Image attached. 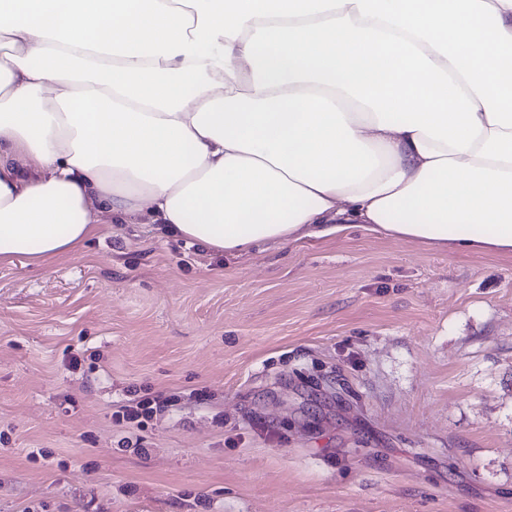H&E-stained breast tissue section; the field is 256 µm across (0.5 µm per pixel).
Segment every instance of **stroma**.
<instances>
[{
	"mask_svg": "<svg viewBox=\"0 0 512 512\" xmlns=\"http://www.w3.org/2000/svg\"><path fill=\"white\" fill-rule=\"evenodd\" d=\"M0 512H512V259L140 223L0 263ZM168 400L160 397L148 400H130L129 404L120 407L116 415L130 422L137 421L140 417L151 418L157 413H162L168 406Z\"/></svg>",
	"mask_w": 512,
	"mask_h": 512,
	"instance_id": "35a3bbf8",
	"label": "stroma"
}]
</instances>
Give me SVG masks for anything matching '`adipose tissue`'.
Wrapping results in <instances>:
<instances>
[{"instance_id":"1","label":"adipose tissue","mask_w":512,"mask_h":512,"mask_svg":"<svg viewBox=\"0 0 512 512\" xmlns=\"http://www.w3.org/2000/svg\"><path fill=\"white\" fill-rule=\"evenodd\" d=\"M146 216L512 257V0H0V262Z\"/></svg>"}]
</instances>
